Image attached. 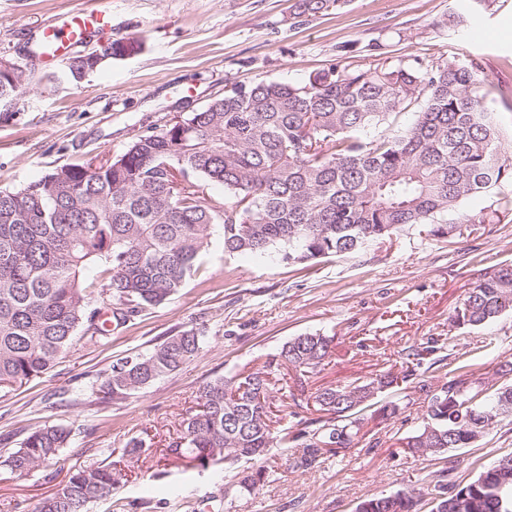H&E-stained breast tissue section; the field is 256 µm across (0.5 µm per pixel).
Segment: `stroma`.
<instances>
[{"label": "stroma", "mask_w": 512, "mask_h": 512, "mask_svg": "<svg viewBox=\"0 0 512 512\" xmlns=\"http://www.w3.org/2000/svg\"><path fill=\"white\" fill-rule=\"evenodd\" d=\"M88 0H0V55L26 69L16 111L0 113V190H17L46 172L121 154L135 135L201 109L237 84L259 78L296 84L331 65L367 62L380 51L392 63L438 57L475 62L477 89L512 137V0H347L309 22L296 0H112V29L87 51L112 44V60L81 82L37 51L58 15ZM483 43L472 44L471 29ZM512 263V213L494 224H466L459 235L431 239L418 227L397 232L353 256H329L299 270L277 252L229 255L221 235L198 273L165 304L99 342L76 338L50 371L0 392V457L18 448L44 420L71 431L61 461L25 476L0 470V512H25L52 494L73 465L106 460L134 437L149 446L126 459V475L91 512H205L227 489L219 512H356L383 493H412L430 512L433 486L464 483L512 453V420L495 424L475 446L418 457L404 446L425 414L418 388L446 382L463 366L477 385L497 382L512 362V313L480 328L456 323L465 295L498 263ZM194 330L202 349L181 371L121 401L101 402L92 389L118 359L146 354L167 337ZM320 332L334 339L327 365L310 378L275 371L285 385L272 426L309 429L322 419L317 389L400 374L403 349L437 340L426 368L378 394L358 413V441L294 469L272 449L274 474L254 495L233 493L231 469H187L166 448L211 379L265 371L290 338ZM398 406L396 415L385 410Z\"/></svg>", "instance_id": "35a3bbf8"}]
</instances>
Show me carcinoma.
I'll list each match as a JSON object with an SVG mask.
<instances>
[{
    "label": "carcinoma",
    "mask_w": 512,
    "mask_h": 512,
    "mask_svg": "<svg viewBox=\"0 0 512 512\" xmlns=\"http://www.w3.org/2000/svg\"><path fill=\"white\" fill-rule=\"evenodd\" d=\"M347 0H298L296 17L338 11ZM112 54L102 48L69 56L61 77L72 82L94 72ZM25 77L0 56V102L19 101ZM472 63L438 58L427 65H394L374 58L354 67H330L299 84L256 80L159 130L134 137L120 155L99 163L56 167L16 191H0V389L38 377L73 345L85 323L90 340L104 338L101 309L81 288L83 270L101 264L111 273L112 322L122 328L171 299L196 271L220 227L224 250L262 254L276 249L289 265L353 254L405 227L424 224L428 235L450 237L448 221L468 201L491 203L463 214L464 224H493L512 210V181L496 112L476 94ZM417 106L414 121L391 127ZM224 187V202L206 197ZM512 310V264L487 273L465 296L455 321L483 327ZM333 337L306 333L286 342L279 358L300 376L330 356ZM202 337L192 330L170 336L147 355L124 358L98 387L97 400H123L196 357ZM434 346L403 353V378L416 375ZM387 373L356 385L325 387L314 402L329 415L296 433L271 427L274 385L263 372L219 377L200 388L199 409L182 421L168 455L190 468L238 462L237 491L263 484L260 464L270 449L292 448L293 467L307 469L326 454L354 444L352 416L396 383ZM427 413L406 437L419 456L469 448L487 433L492 417H512V384L490 393L452 376L438 392L422 384ZM70 430L45 421L0 466L27 475L55 466ZM122 478L114 464L73 466L55 493L29 512H89ZM445 512H512V464L484 469L448 490ZM357 512H416L414 497L397 492L362 501Z\"/></svg>",
    "instance_id": "carcinoma-1"
}]
</instances>
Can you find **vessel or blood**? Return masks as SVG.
<instances>
[{"label":"vessel or blood","instance_id":"1","mask_svg":"<svg viewBox=\"0 0 512 512\" xmlns=\"http://www.w3.org/2000/svg\"><path fill=\"white\" fill-rule=\"evenodd\" d=\"M112 26L110 0H90L85 9L60 15L58 24L47 25L44 30L45 56L55 64L62 62L77 47L86 43L93 34L102 33Z\"/></svg>","mask_w":512,"mask_h":512}]
</instances>
